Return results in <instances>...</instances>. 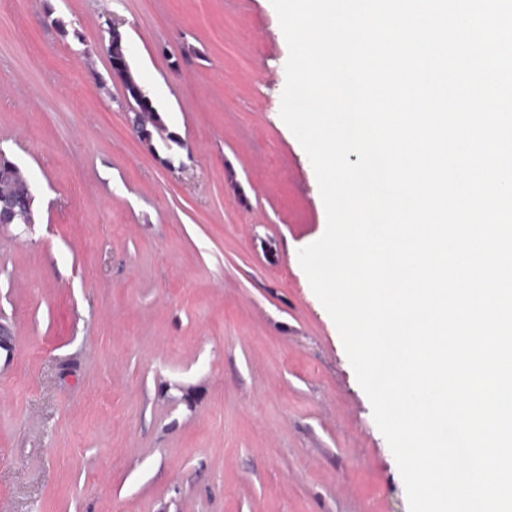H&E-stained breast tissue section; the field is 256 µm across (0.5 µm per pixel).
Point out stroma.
<instances>
[{
	"label": "stroma",
	"instance_id": "stroma-1",
	"mask_svg": "<svg viewBox=\"0 0 512 512\" xmlns=\"http://www.w3.org/2000/svg\"><path fill=\"white\" fill-rule=\"evenodd\" d=\"M183 146L129 132L99 46ZM271 0H0V512H408L299 249L326 229L280 117ZM27 185H29L28 181L21 173L20 169L10 184H3L0 181V227L8 226L10 224L31 223L28 219V198L25 197L23 199H19L2 192V190L23 192ZM16 220H20L21 222L15 223Z\"/></svg>",
	"mask_w": 512,
	"mask_h": 512
}]
</instances>
